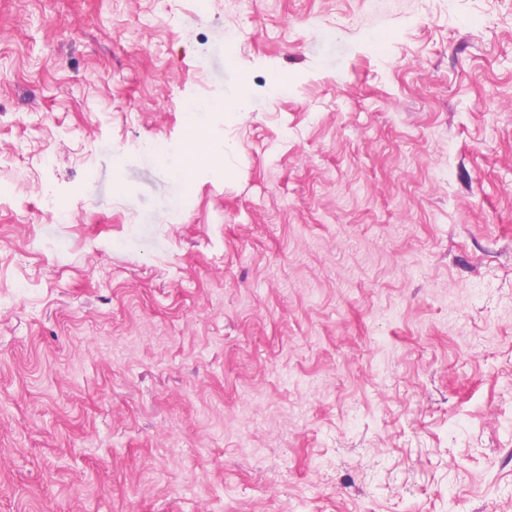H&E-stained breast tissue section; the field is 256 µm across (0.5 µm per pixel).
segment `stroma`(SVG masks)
<instances>
[{"mask_svg":"<svg viewBox=\"0 0 512 512\" xmlns=\"http://www.w3.org/2000/svg\"><path fill=\"white\" fill-rule=\"evenodd\" d=\"M1 180L0 512H512V0H0ZM248 91L249 84L248 81H243V88L240 94V97L237 101L233 103L224 102L223 98L219 99H208L199 101L193 104L192 110L190 114V122L194 128H200L205 120L207 115L210 112H241L247 107L248 103ZM213 162L212 156L207 152L205 145L200 140H195L186 152L180 163L175 165L180 176L187 178L201 163Z\"/></svg>","mask_w":512,"mask_h":512,"instance_id":"stroma-1","label":"stroma"}]
</instances>
